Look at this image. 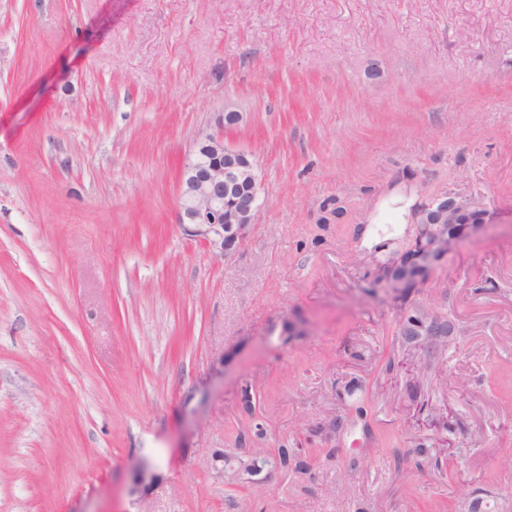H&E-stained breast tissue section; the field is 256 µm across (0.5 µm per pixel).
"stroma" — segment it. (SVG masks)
<instances>
[{
  "label": "stroma",
  "instance_id": "35a3bbf8",
  "mask_svg": "<svg viewBox=\"0 0 512 512\" xmlns=\"http://www.w3.org/2000/svg\"><path fill=\"white\" fill-rule=\"evenodd\" d=\"M229 103L263 190L223 261L178 185ZM465 185L491 223L380 283ZM511 384L512 0H0V512H512ZM268 465L271 468L279 466L285 472L299 471L304 467V461L299 458L296 448L281 446L277 448L275 460L269 461ZM272 452L263 450L262 448H252L246 454H236V459L246 460L247 462L243 465L239 463V467L231 469L230 473L224 471V449L214 450L208 460V467L211 471L215 472L216 475L222 479L226 478L229 481H235L237 477L246 476L248 479H252L255 476L260 475L263 472L265 464L270 459Z\"/></svg>",
  "mask_w": 512,
  "mask_h": 512
}]
</instances>
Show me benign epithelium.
Here are the masks:
<instances>
[{"label": "benign epithelium", "instance_id": "benign-epithelium-1", "mask_svg": "<svg viewBox=\"0 0 512 512\" xmlns=\"http://www.w3.org/2000/svg\"><path fill=\"white\" fill-rule=\"evenodd\" d=\"M241 121L242 113L226 105L217 113L210 132L196 141L182 169L178 224L186 236L203 243L218 259L226 258L243 240L260 209L261 181L254 162L249 154L226 142L227 129L238 127ZM203 153L209 161L200 168L196 159ZM489 219L485 195L472 188L425 199L412 209L417 232L409 251L411 261L395 254L389 256L380 263L382 280L396 288L407 287L412 273H423L430 261L455 250L462 240V230L475 229ZM400 335L419 349L430 344L434 352L448 350V341L432 344L408 328L401 329ZM270 456L271 452L261 448L237 454L235 458L245 464L227 473L221 449L212 452L208 467L229 481L243 476L251 479L263 472Z\"/></svg>", "mask_w": 512, "mask_h": 512}]
</instances>
